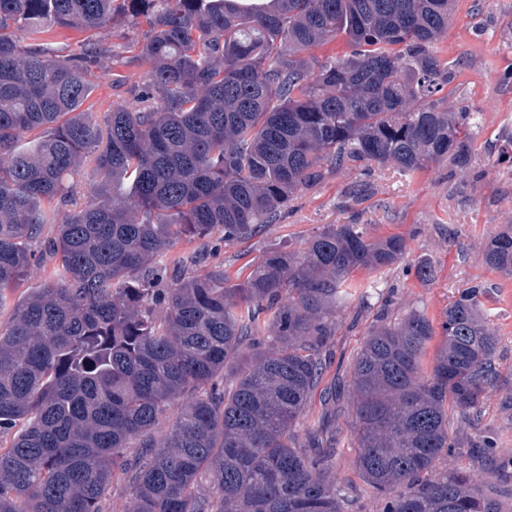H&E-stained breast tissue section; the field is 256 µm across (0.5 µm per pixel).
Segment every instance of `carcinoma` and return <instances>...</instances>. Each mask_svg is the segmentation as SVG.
Masks as SVG:
<instances>
[{"label":"carcinoma","instance_id":"carcinoma-1","mask_svg":"<svg viewBox=\"0 0 512 512\" xmlns=\"http://www.w3.org/2000/svg\"><path fill=\"white\" fill-rule=\"evenodd\" d=\"M452 14V0H0V433L15 430L0 512H101L122 475L127 512H342L339 432L295 429L355 274L400 262L404 238L328 224L242 279L199 256L150 264L180 240L251 239L332 170L359 172L347 209L374 163L470 171L477 116L437 97L454 80L436 50ZM61 29L89 36L56 54ZM105 32L145 62L150 92L102 128L84 104L92 66L117 57ZM339 35L348 54L297 59ZM90 156L78 206L68 179ZM483 261L512 274V224ZM487 293L462 289L438 330L420 310L381 314L351 359L356 469L382 512H504L495 489L438 469L452 412L494 379Z\"/></svg>","mask_w":512,"mask_h":512}]
</instances>
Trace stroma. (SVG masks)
Instances as JSON below:
<instances>
[{
    "label": "stroma",
    "instance_id": "obj_1",
    "mask_svg": "<svg viewBox=\"0 0 512 512\" xmlns=\"http://www.w3.org/2000/svg\"><path fill=\"white\" fill-rule=\"evenodd\" d=\"M109 43L124 60L96 73L86 104L100 120L111 112L113 103L129 100L131 84L147 80V65L125 52L121 37H111ZM437 51L456 72L447 88L446 107L480 116L473 172L467 177L450 173L444 162L412 175L375 167L373 193L358 205L355 219L367 225L372 237L402 235L406 255L389 269L357 274L372 309L360 310L358 301L351 300L338 310L336 336L302 425L307 431L327 422L340 433L334 469L338 485L350 499L345 512H380L382 508L357 474L349 428L354 401L350 363L372 323L373 308L388 305L394 318L418 309L437 324L458 291L474 281L486 282L490 288L484 308L487 323L499 338V377L485 392L480 414H454L450 432L465 448L484 439L491 441L494 455L477 463L451 454L441 466L465 470L478 486L512 473V276L483 262L487 238L502 225L512 224V160L502 153L512 139V0H457L454 18ZM354 178L345 170L331 172L318 185L301 191L276 223L263 227L247 242L180 241L164 261L170 264L200 251L208 263L223 264L230 277H237L268 246L287 242L300 249L324 226L349 223L353 218L340 200L343 188ZM421 261L433 265L434 278L416 277L415 267Z\"/></svg>",
    "mask_w": 512,
    "mask_h": 512
}]
</instances>
